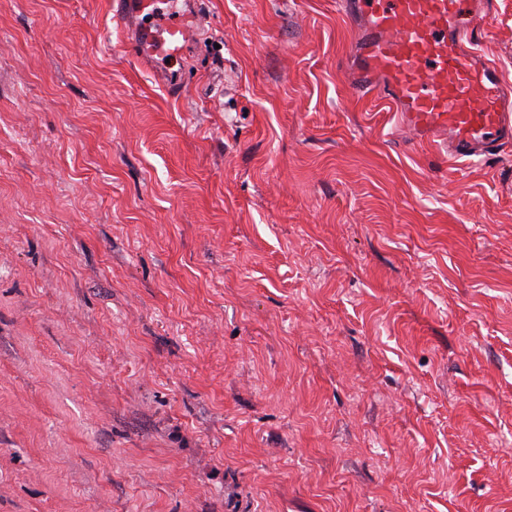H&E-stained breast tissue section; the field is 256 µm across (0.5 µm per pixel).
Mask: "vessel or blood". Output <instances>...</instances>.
Wrapping results in <instances>:
<instances>
[{
	"label": "vessel or blood",
	"instance_id": "obj_1",
	"mask_svg": "<svg viewBox=\"0 0 512 512\" xmlns=\"http://www.w3.org/2000/svg\"><path fill=\"white\" fill-rule=\"evenodd\" d=\"M357 29L345 61L362 98L398 130L469 164L512 142V84L476 48L488 0H339ZM126 46L156 64L182 58L197 36L194 0H112Z\"/></svg>",
	"mask_w": 512,
	"mask_h": 512
}]
</instances>
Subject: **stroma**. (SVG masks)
Here are the masks:
<instances>
[{"mask_svg":"<svg viewBox=\"0 0 512 512\" xmlns=\"http://www.w3.org/2000/svg\"><path fill=\"white\" fill-rule=\"evenodd\" d=\"M199 12L173 95L0 0V512H512V145L395 135L337 0Z\"/></svg>","mask_w":512,"mask_h":512,"instance_id":"obj_1","label":"stroma"}]
</instances>
